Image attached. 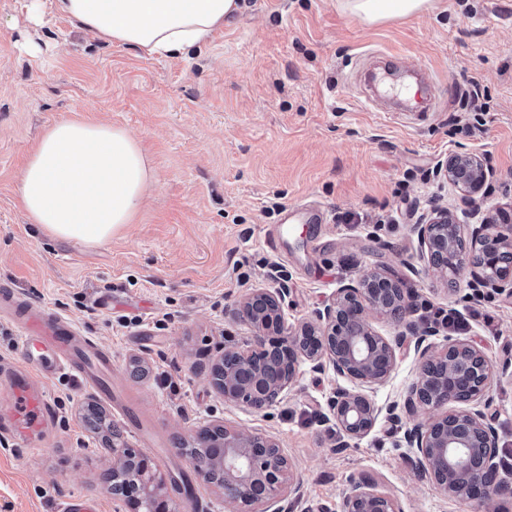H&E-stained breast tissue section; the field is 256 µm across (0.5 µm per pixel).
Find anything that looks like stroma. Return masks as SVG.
I'll return each mask as SVG.
<instances>
[{
	"mask_svg": "<svg viewBox=\"0 0 512 512\" xmlns=\"http://www.w3.org/2000/svg\"><path fill=\"white\" fill-rule=\"evenodd\" d=\"M28 0H0V283L44 304L112 351V397L70 373L46 393L56 427L29 448L0 439V512H61L72 497L115 504L105 476L112 458L87 428L99 407L127 445L167 476L181 512H236L204 483L179 448L207 426L276 438L301 479L289 512L336 506L351 476L366 474L402 512H478L414 477L409 449L385 417L337 448L328 402L346 379L301 365L272 408L225 402L209 367L250 329L233 316L278 269L289 289V322L309 318L341 285L372 271L408 281L425 305L468 316L457 336L484 349L499 374L489 414L503 473L512 477V297L488 296L492 324L470 316L469 276L454 285L425 267L414 230L422 214L471 206L478 217L512 207V0H433L430 10L365 24L340 0H243L240 13L190 59L147 57L92 37L42 0L40 25ZM33 38L41 52L22 43ZM397 73L435 79L428 112H395L371 91V52ZM479 85L481 112L462 104ZM78 119L128 129L155 166V182L132 223L95 247L50 237L31 224L19 174L44 132ZM483 156L485 195L465 203L439 167L455 152ZM314 202L315 232L279 221L281 207ZM417 361L401 351L373 399L399 400Z\"/></svg>",
	"mask_w": 512,
	"mask_h": 512,
	"instance_id": "1",
	"label": "stroma"
}]
</instances>
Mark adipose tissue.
I'll return each mask as SVG.
<instances>
[{
    "label": "adipose tissue",
    "mask_w": 512,
    "mask_h": 512,
    "mask_svg": "<svg viewBox=\"0 0 512 512\" xmlns=\"http://www.w3.org/2000/svg\"><path fill=\"white\" fill-rule=\"evenodd\" d=\"M60 14L102 40L155 57H190L240 12V0H54ZM432 0H342L363 23L430 9ZM154 166L120 126L67 119L40 139L19 176L31 223L51 237L97 246L131 223Z\"/></svg>",
    "instance_id": "obj_1"
}]
</instances>
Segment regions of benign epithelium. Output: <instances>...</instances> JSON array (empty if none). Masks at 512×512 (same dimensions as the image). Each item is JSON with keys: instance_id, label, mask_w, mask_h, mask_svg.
<instances>
[{"instance_id": "benign-epithelium-1", "label": "benign epithelium", "mask_w": 512, "mask_h": 512, "mask_svg": "<svg viewBox=\"0 0 512 512\" xmlns=\"http://www.w3.org/2000/svg\"><path fill=\"white\" fill-rule=\"evenodd\" d=\"M448 182L471 196L488 178L483 159L457 152L445 164ZM437 211L416 225L418 243L428 269L451 282L469 273L471 286L512 295V211L489 217L473 228L467 246L456 248L464 218ZM286 288H256L234 310L249 326L244 346L224 349L212 365L213 387L224 401L260 411L278 403L299 368L330 366L353 387H338L329 401L338 447L361 440L381 413L403 432L413 452L409 463L417 479L435 485L448 499L486 507L512 502V479L498 461L499 438L485 409L495 371L486 353L469 341L450 336L441 342L433 327H419L413 289L402 279L370 272L345 284L311 318L287 321ZM391 321L396 333L382 336L370 319ZM417 356L415 379L401 401L379 408L372 393L397 366L404 345ZM201 479L224 490V499L243 512H285L281 502L299 494L291 459L274 439L240 429L224 428V442L211 458H192ZM112 499L133 505L136 512H180L164 494V480L152 461L119 443L112 433ZM320 512H401L395 501L377 490L366 475L350 478L336 509Z\"/></svg>"}]
</instances>
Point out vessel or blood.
I'll use <instances>...</instances> for the list:
<instances>
[{"label": "vessel or blood", "instance_id": "b4317fda", "mask_svg": "<svg viewBox=\"0 0 512 512\" xmlns=\"http://www.w3.org/2000/svg\"><path fill=\"white\" fill-rule=\"evenodd\" d=\"M0 306L14 308L20 319L6 394L0 397V432L28 445L43 440L56 419L45 397V384L64 368L74 371L81 383L111 395L107 381L111 350L82 336L72 322L44 305L16 297L4 283L0 284Z\"/></svg>", "mask_w": 512, "mask_h": 512}]
</instances>
